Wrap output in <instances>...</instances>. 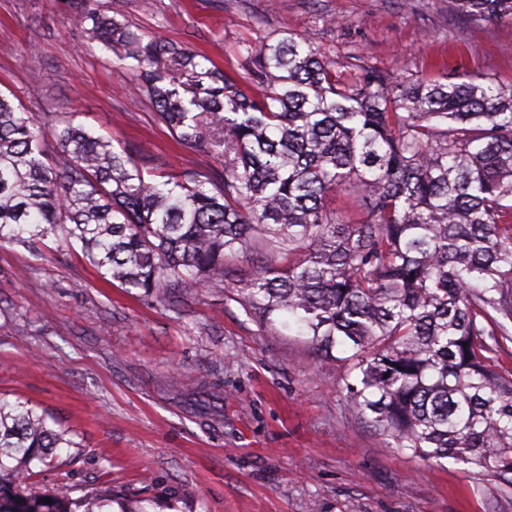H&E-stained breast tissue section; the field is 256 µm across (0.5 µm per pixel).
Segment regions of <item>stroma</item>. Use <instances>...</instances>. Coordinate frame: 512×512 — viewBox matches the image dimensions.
<instances>
[{
    "mask_svg": "<svg viewBox=\"0 0 512 512\" xmlns=\"http://www.w3.org/2000/svg\"><path fill=\"white\" fill-rule=\"evenodd\" d=\"M88 8L183 42L230 75L261 33L307 36L339 62L457 82L512 84V20L470 21L451 0H87ZM336 25H329V18ZM133 73L87 44L63 0H0V90L37 115L157 155L169 171L219 170L133 101ZM348 364L220 288L178 305L102 281L80 249L0 246V396L48 412L77 441L32 477L112 490V512H512V490L453 459L383 444L348 412Z\"/></svg>",
    "mask_w": 512,
    "mask_h": 512,
    "instance_id": "obj_1",
    "label": "stroma"
}]
</instances>
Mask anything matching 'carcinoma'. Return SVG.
I'll return each instance as SVG.
<instances>
[{
    "label": "carcinoma",
    "instance_id": "cac0c4a2",
    "mask_svg": "<svg viewBox=\"0 0 512 512\" xmlns=\"http://www.w3.org/2000/svg\"><path fill=\"white\" fill-rule=\"evenodd\" d=\"M475 21L512 20V0H451ZM90 44L132 61L134 96L224 171L165 172L159 160L0 93V245L80 244L100 278L169 302L225 288L261 322L285 315L325 354H345L347 408L424 460L451 458L512 486V87L338 70L281 30L238 48L244 81L182 42L69 0ZM342 196L365 217L345 224ZM261 265L236 276L230 263ZM69 432L0 397V512H104L112 491L20 490Z\"/></svg>",
    "mask_w": 512,
    "mask_h": 512
}]
</instances>
